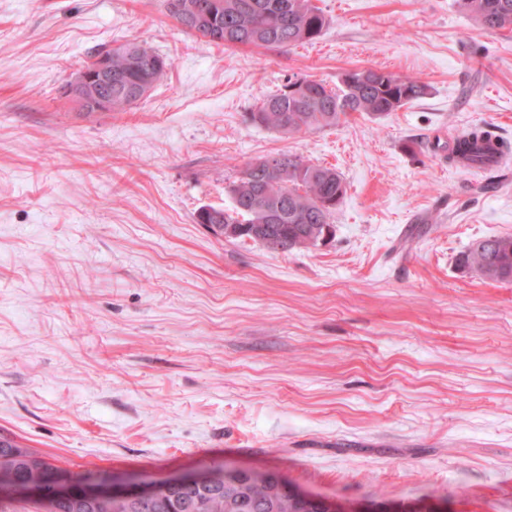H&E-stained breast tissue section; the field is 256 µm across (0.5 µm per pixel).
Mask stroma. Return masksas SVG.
Here are the masks:
<instances>
[{"label":"stroma","mask_w":512,"mask_h":512,"mask_svg":"<svg viewBox=\"0 0 512 512\" xmlns=\"http://www.w3.org/2000/svg\"><path fill=\"white\" fill-rule=\"evenodd\" d=\"M277 53L185 33L164 0H0V434L80 473L268 470L366 512H512V283L458 271L512 234V31L456 0H316ZM137 40L166 79L123 112L62 87ZM378 67L428 94L285 135L244 115L290 77ZM333 166L326 244L276 253L198 224L275 154ZM510 154L512 146L508 141L493 138L483 128H472L461 133L453 139L451 148L448 147L449 162L489 172L497 170L500 162Z\"/></svg>","instance_id":"stroma-1"}]
</instances>
